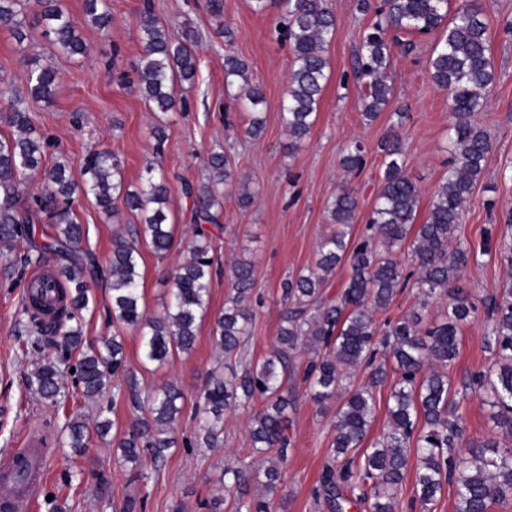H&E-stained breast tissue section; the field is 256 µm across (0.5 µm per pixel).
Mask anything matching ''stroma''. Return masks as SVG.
Returning <instances> with one entry per match:
<instances>
[{
    "mask_svg": "<svg viewBox=\"0 0 512 512\" xmlns=\"http://www.w3.org/2000/svg\"><path fill=\"white\" fill-rule=\"evenodd\" d=\"M64 3L89 46L88 55L70 60L58 55L40 30H31L28 40L20 44L0 28V88L23 85L31 61L52 65L58 72L53 103H29L34 127L51 141L46 164L64 161L73 179H80L86 148L101 145L121 160L125 184H139L154 158L156 121L136 86L133 69L142 50L138 19L143 0H112V25L105 31L87 20L83 0ZM153 3L155 17L171 32L189 25L199 31L201 41L198 77L194 85L178 91L187 109L167 116L168 139L161 165L171 200L168 222L173 228V246L162 258L141 247L143 303L148 312L156 313L169 301V278L188 257L196 230L193 202L184 195V186L205 181L208 155L221 151L229 158L232 176L219 187L218 222L207 227L213 256L209 317L198 330L194 349L162 366L144 364L140 333L114 323L112 292L105 281L94 285L93 303L81 324L91 342L122 336L128 365L142 393L169 381L181 387L185 406L176 437L182 442L193 438L198 428V396L209 374L224 360L211 334L214 316L234 294L233 264L245 259L254 264L256 305L248 347L251 356L260 359L279 332L283 281L315 266L318 247L333 230L329 207L336 193L344 186L357 192L359 210L353 234L363 235L384 170L379 144L395 130L402 138L405 169L421 189L417 218L425 220L435 189L448 175L453 116L447 91L430 78L428 58L439 39L434 33L419 37L413 52L393 54L389 69L393 93L379 117L365 121L361 115L365 82L355 76L352 63L375 16L357 11L354 0H335L338 34L327 49L328 81L317 118L309 135L291 145L279 113L288 96L294 56L289 42L278 33L284 19L279 0H270L260 14L254 12L251 0H222L219 14L214 13L210 0ZM486 6L495 79L485 93L487 107L476 113L475 120L488 132L492 147L455 232L458 240L480 253L477 264L460 282L478 296L494 292L505 276L498 256L481 254L480 248L485 234L496 238L505 234L504 215L512 209V0H486ZM228 54L248 64L252 83L264 94L266 124L260 137L247 133L250 114L239 86L224 80ZM355 139L363 142L365 154L362 168L351 172L341 159ZM244 185L254 194L247 207L239 202ZM491 200L496 203L492 209L487 206ZM77 215L84 247L103 269L110 264L113 234L140 221L136 213L124 208L114 221H104L86 200ZM18 260V252L0 251V462L11 457L28 434L38 433L48 440L47 470L28 512H51L55 503L63 512H113L114 506L128 498L144 499L143 512H231L222 481L224 459L248 454L251 418L263 409V400L225 410L222 449L182 445L170 449L165 465L145 484L133 480L130 465L114 457L110 441H93L86 456L72 455L63 445L67 416L81 414L91 419L100 404L111 402L115 409L110 418L124 430L137 412L126 400L116 401L107 394L95 402L76 389L70 390L57 410L30 389L27 374L42 362L44 344L31 332L22 312ZM447 311V302L423 303L418 289L410 286L388 308L377 311L375 320L381 325L417 313L423 326L431 327L441 323ZM485 331L486 318L481 313L463 325L459 354L448 367L455 387H462L469 375L488 365ZM289 417L292 445L277 493L284 504L274 512H328L317 502L315 490L334 435V418L320 413L303 391Z\"/></svg>",
    "mask_w": 512,
    "mask_h": 512,
    "instance_id": "1",
    "label": "stroma"
}]
</instances>
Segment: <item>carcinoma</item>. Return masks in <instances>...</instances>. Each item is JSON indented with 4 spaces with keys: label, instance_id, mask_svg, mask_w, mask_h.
I'll use <instances>...</instances> for the list:
<instances>
[{
    "label": "carcinoma",
    "instance_id": "carcinoma-1",
    "mask_svg": "<svg viewBox=\"0 0 512 512\" xmlns=\"http://www.w3.org/2000/svg\"><path fill=\"white\" fill-rule=\"evenodd\" d=\"M282 4L294 65L281 121L297 143L307 137L317 115L329 69L326 49L337 36L336 8L333 0H282ZM85 13L104 30L112 23L111 0H85ZM39 25L59 54L73 59L87 54L88 45L62 0H0V28L9 30L18 44L28 38V29ZM139 28L142 51L135 67L136 85L154 111L166 114L176 109L177 87L195 80L198 36L192 29L178 35L165 29L148 0L140 11ZM489 28L484 0H465L451 16L448 0H384V9L355 58L356 75L366 79L362 116L371 122L392 94L388 70L394 49L410 53L417 37L438 29L445 33L433 48L428 67L432 82L447 90L450 98L452 158L424 223H416L420 188L404 171L402 142L395 133L381 144L385 168L368 220L377 236L352 237L358 199L354 190L342 189L330 208L336 231L322 240L315 267L282 284L293 307L283 312L276 344L260 361L249 357L246 346L254 266L239 260L231 268L234 295L213 327L214 344L224 352V368L210 373L196 406L204 423L184 447H221L224 409L257 396L267 399L266 408L251 419L254 452L264 460L267 454L274 455L265 472V492L250 494L255 474L244 461L224 462V490L233 498V512H272L291 444L288 409L295 407L296 394L288 381L303 348L311 356L302 381L321 412L336 403L334 438L318 490L329 512H348L361 503L369 504L370 512H394L397 491L412 459L417 461L412 507L418 512H431L447 483L455 485L457 512H490L512 498V448L501 447L493 438L464 440L462 403L467 394H459L448 378V364L459 353L460 328L480 303L489 320L484 345L491 363L471 376L469 388L491 399V406L497 408L496 427L512 436V278L494 295L476 300L458 282L477 261V253L454 241L463 204L481 178L491 149L487 131L472 121V114L484 106V91L494 81ZM248 71L243 60L225 58L224 79L242 83L246 104L253 111L247 134L258 138L265 125L260 109L264 95L251 84ZM57 80L56 70L37 65L27 74L26 90L8 89V123L20 134L0 136V247L23 248L24 264L29 266L43 264L48 254L60 263L55 279L37 281L23 303L31 329L52 350L28 382L42 399L58 406L69 376L90 398L102 397L112 380L123 378L131 405L145 414L117 436L116 454L132 465L133 479L141 481L148 478L144 465L159 470L166 452L177 444L172 433L182 419V392L167 382L141 397L121 337L114 335L99 347L86 343L82 313L92 301L90 283L101 278V272L93 254L81 247L83 228L77 221L76 201L93 200L109 219L116 215L115 203L120 200L141 216V225L112 239V316L143 333L145 362L161 366L177 352L192 351L199 326L208 316L211 241L201 224L216 223L212 209L220 205L219 195L210 183L186 185L199 227L189 257L173 276L169 304L162 313L149 314L140 291L138 242L144 240L160 256L172 246L173 231L166 224L170 205L166 180L162 171L150 168L143 186L125 187L122 163L105 147L87 150L78 182L62 162L45 166L46 143L35 134L27 98L52 103ZM363 158L362 144L354 141L346 148L342 165L354 170ZM206 166L218 183L231 177L221 152L211 153ZM32 181L37 182L38 192L25 201L26 185ZM39 224L50 225L51 232L37 228ZM407 244L413 246L415 261L410 269L397 257ZM493 250L511 269L512 242L503 238L494 245L488 235L482 253ZM341 263L350 267L349 282L336 298L327 299L323 291L327 277ZM410 284L419 288L425 305L448 299L446 320L423 330L420 316L412 314L378 327L374 311L387 308ZM358 368L368 374L365 383L356 386L349 371ZM391 374L395 386L387 428L366 448L375 419L374 388ZM110 411L108 406L100 408L92 427L80 415L68 417L65 446L76 456L85 455L90 431L104 436L113 426L106 416Z\"/></svg>",
    "mask_w": 512,
    "mask_h": 512
}]
</instances>
